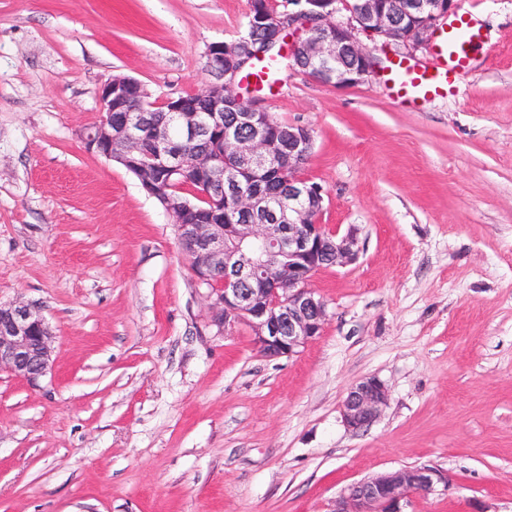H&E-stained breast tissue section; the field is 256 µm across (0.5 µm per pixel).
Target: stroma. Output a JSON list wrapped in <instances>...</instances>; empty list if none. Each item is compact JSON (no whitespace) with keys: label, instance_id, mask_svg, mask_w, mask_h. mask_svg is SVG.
<instances>
[{"label":"stroma","instance_id":"1","mask_svg":"<svg viewBox=\"0 0 512 512\" xmlns=\"http://www.w3.org/2000/svg\"><path fill=\"white\" fill-rule=\"evenodd\" d=\"M249 0H0V303L40 307L55 369L0 374V512H328L353 481L447 470L413 512H512V0H459L486 50L454 94L397 99L281 68L275 118L314 137L319 221L357 260L319 272L320 336L269 360L212 325L174 224L87 151L113 75L153 101L213 81ZM391 398L367 430L347 389ZM390 398L388 387L376 377L356 383L342 403V420L352 431H364L380 416Z\"/></svg>","mask_w":512,"mask_h":512}]
</instances>
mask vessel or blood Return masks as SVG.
Instances as JSON below:
<instances>
[{"label":"vessel or blood","instance_id":"obj_1","mask_svg":"<svg viewBox=\"0 0 512 512\" xmlns=\"http://www.w3.org/2000/svg\"><path fill=\"white\" fill-rule=\"evenodd\" d=\"M483 43L481 31H462L455 25L444 27L433 48L436 64L431 67L408 69V80L405 86L400 88L399 97L407 99L414 93L447 94L453 76L469 67Z\"/></svg>","mask_w":512,"mask_h":512}]
</instances>
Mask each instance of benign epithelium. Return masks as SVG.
<instances>
[{"mask_svg":"<svg viewBox=\"0 0 512 512\" xmlns=\"http://www.w3.org/2000/svg\"><path fill=\"white\" fill-rule=\"evenodd\" d=\"M349 13L336 18L337 2ZM457 0H285L281 9L248 14L244 34L216 42L206 68L216 82L193 96L150 101L140 81L119 75L99 91L101 118L87 132V148L123 163L159 200L175 224L197 282L209 286L220 274L224 287L207 295L211 322L220 329L248 326L253 344L269 360L290 358L320 335L326 303L311 286L322 269L353 263L359 252L356 229L330 231L318 223L322 187L302 176L312 149V132L281 128L257 98L238 91V77L263 49L278 47L291 65L315 80L345 88L374 72L372 49L360 42L394 41L419 48L455 13ZM305 22V36L288 43V30ZM160 108V124L177 139L149 135L145 113ZM234 120L224 124V113ZM208 142L195 152L191 169L204 177L215 197L216 219H194L195 205L165 192L159 175L175 178L186 161L180 147ZM232 183L224 184V166ZM288 171V201L278 206L262 190L271 168ZM249 215L253 223L240 224ZM55 336L40 309L30 303L0 305V371L35 386L53 372ZM390 398L388 387L369 377L347 391L342 420L358 432L370 427ZM448 472L432 466H405L374 474L344 487L330 512H408L418 495L448 491Z\"/></svg>","mask_w":512,"mask_h":512,"instance_id":"obj_1","label":"benign epithelium"}]
</instances>
